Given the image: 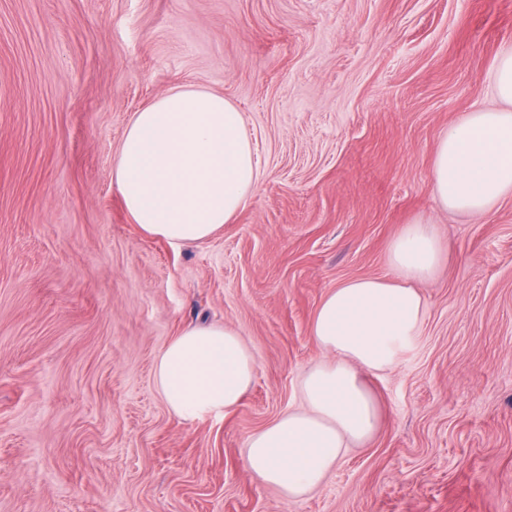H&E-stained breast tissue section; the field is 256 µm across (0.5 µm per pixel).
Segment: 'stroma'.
<instances>
[{
	"mask_svg": "<svg viewBox=\"0 0 512 512\" xmlns=\"http://www.w3.org/2000/svg\"><path fill=\"white\" fill-rule=\"evenodd\" d=\"M510 45L505 0H0V512H512V198L474 221L429 180L449 124L500 108ZM182 87L238 107L259 181L177 250L112 169ZM418 218L449 253L421 336L368 380L379 430L284 500L247 438L301 406L323 296L387 274ZM191 324L237 330L256 370L186 422L153 369Z\"/></svg>",
	"mask_w": 512,
	"mask_h": 512,
	"instance_id": "stroma-1",
	"label": "stroma"
}]
</instances>
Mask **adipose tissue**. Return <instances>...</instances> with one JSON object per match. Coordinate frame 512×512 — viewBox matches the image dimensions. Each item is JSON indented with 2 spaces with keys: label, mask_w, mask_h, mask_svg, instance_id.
<instances>
[{
  "label": "adipose tissue",
  "mask_w": 512,
  "mask_h": 512,
  "mask_svg": "<svg viewBox=\"0 0 512 512\" xmlns=\"http://www.w3.org/2000/svg\"><path fill=\"white\" fill-rule=\"evenodd\" d=\"M493 81L501 108L450 123L432 156L438 204L475 220L512 198V46L498 54ZM113 178L140 230L178 249L231 223L252 196L258 170L242 113L222 95L177 89L134 113ZM447 252L434 225L415 220L388 244V275L348 279L324 296L311 337L328 358L302 378V409L249 435L245 465L254 478L285 499L299 498L323 482L347 448L376 433L380 411L364 378L392 369L421 335L419 286ZM255 368L234 329L189 326L158 356L155 377L167 406L195 421L239 406Z\"/></svg>",
  "instance_id": "ef3b65f1"
}]
</instances>
